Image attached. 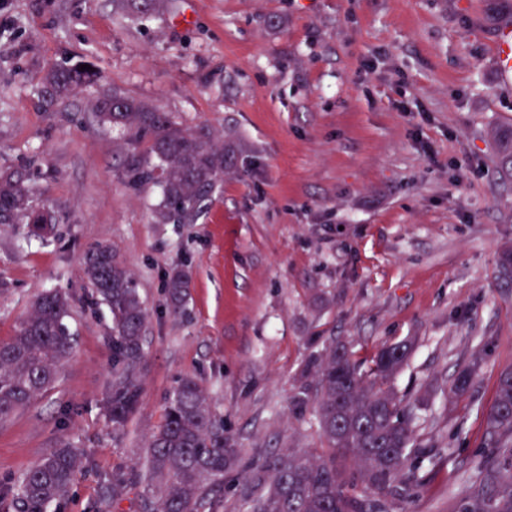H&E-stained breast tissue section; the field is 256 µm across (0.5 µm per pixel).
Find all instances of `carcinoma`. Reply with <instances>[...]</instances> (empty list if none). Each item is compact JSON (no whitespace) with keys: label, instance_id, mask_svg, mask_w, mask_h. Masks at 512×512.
<instances>
[{"label":"carcinoma","instance_id":"1","mask_svg":"<svg viewBox=\"0 0 512 512\" xmlns=\"http://www.w3.org/2000/svg\"><path fill=\"white\" fill-rule=\"evenodd\" d=\"M160 0H123L134 15L153 14ZM98 71L80 65L53 66L43 78L50 105L96 82ZM101 120L119 129L130 148L122 164L133 189L158 184L162 205L157 221H189L212 196L224 175V145L206 127L184 128L165 112L114 90L96 103ZM150 146L137 150L143 139ZM498 167L512 177V130L499 137ZM24 176L0 173V224L25 222L40 233L47 225L33 205ZM86 275L112 320V389L106 411L112 432L122 434L142 396L146 309L137 281L116 251L99 245L86 256ZM171 311L184 308L189 279L174 272L167 282ZM67 294H40L15 335L0 342V422H7L45 394L68 358L74 336L65 322ZM410 352L406 343L380 349L366 364L334 342L313 355L305 382L292 398L297 411L312 407L322 431V453L307 457L268 451L242 463V449L224 433V416L212 407L200 384L184 378L170 395L162 424L146 446L144 512H224V476L244 512H386L393 502L413 497L415 430L410 401L391 380ZM495 455L484 461L487 483L466 497L461 512H512V370L499 377L487 414ZM85 449L56 448L43 456L17 485V512H48L75 484ZM139 475H112V499Z\"/></svg>","mask_w":512,"mask_h":512}]
</instances>
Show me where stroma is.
<instances>
[{"label":"stroma","instance_id":"1","mask_svg":"<svg viewBox=\"0 0 512 512\" xmlns=\"http://www.w3.org/2000/svg\"><path fill=\"white\" fill-rule=\"evenodd\" d=\"M512 0H163L142 19L116 0H0V171L24 174L57 221L45 239L0 224V340L35 297L69 295L75 345L54 387L0 425V512L48 451L86 449L48 512H141L143 486L112 504L181 378L195 379L246 454L321 448L291 396L310 355L336 340L357 359L410 341L393 380L415 400L411 505L460 512L491 446L486 415L512 369V78L493 35ZM86 61L99 84L46 107L47 68ZM118 90L233 153L191 224H160L157 188L121 179L128 145L93 107ZM107 244L137 279L148 318L141 405L113 435L111 316L85 273ZM186 272L173 315L166 283ZM472 369L467 392L452 383Z\"/></svg>","mask_w":512,"mask_h":512}]
</instances>
